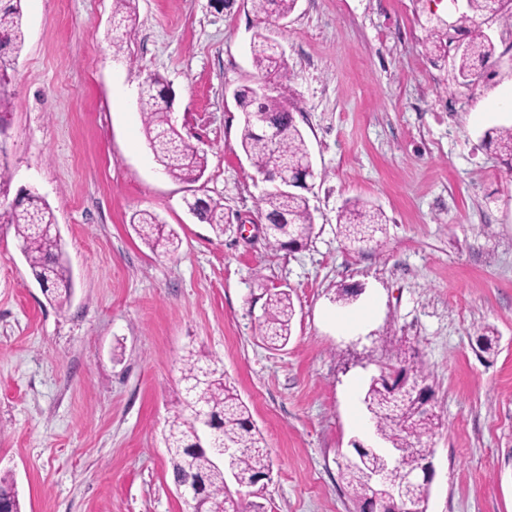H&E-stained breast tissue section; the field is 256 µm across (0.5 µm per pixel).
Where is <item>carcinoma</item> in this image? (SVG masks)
Segmentation results:
<instances>
[{
    "label": "carcinoma",
    "instance_id": "cac0c4a2",
    "mask_svg": "<svg viewBox=\"0 0 512 512\" xmlns=\"http://www.w3.org/2000/svg\"><path fill=\"white\" fill-rule=\"evenodd\" d=\"M296 0H251L256 14L265 19L273 16L286 18ZM469 13L456 19V24L428 21L426 41L434 51L446 50L452 44L449 30H458L475 17L490 15L512 26V0H467ZM25 42L22 24L21 0L0 2V87L7 83L8 69L18 59ZM250 53L257 71V80L233 92L234 100L243 114L240 146L256 172L263 176L277 167L294 168L304 162L310 152L302 132L295 124L291 105L288 66L278 61L277 44L262 32L255 34ZM495 47L480 26H475L469 40L456 48L454 67L457 77L466 84L479 81L482 69L489 66ZM140 110L144 118V132L156 160L171 177L195 183L207 167V158L187 144L172 122L170 101L165 87L156 77H148L139 91ZM255 112L266 114L269 123L278 130L272 138L253 126ZM486 143L512 161V127L492 128L485 132ZM196 209L198 219L212 226L217 235L224 234L229 218L218 201L196 197L188 203ZM258 211L270 223L267 244L274 250L298 249L307 244L314 233V219L305 196L292 190L280 193L265 190L258 199ZM0 222L13 227L20 251L33 270L37 280L44 284L47 297L63 307L72 296L71 271L64 258L60 236L45 231V226L56 223L51 207L37 194L28 193L26 199L10 204L0 211ZM139 237L155 250L169 255L178 251V234L165 229L154 213L142 210L132 217ZM387 219L384 213L363 201L347 204L337 216V234L354 250H361L385 234ZM262 338L272 349L288 344L295 306L285 289L265 291ZM394 372L401 386H389L381 379L370 382L364 403L375 418V428L390 447L399 449L398 462L388 471L393 482L401 481L409 471L418 469L428 451L424 438L438 427L437 416L428 411L425 400L412 393L426 384L423 368L402 365ZM181 400L167 425L165 440L172 449L173 474L182 481L199 475L209 477L206 503H190L192 509H207L221 504L225 512H259L260 505L248 501L243 490L252 488L270 475V460L265 441L256 429L249 408L236 389L216 369L202 363L189 351L182 357ZM200 407L217 416L222 428L210 436V447L224 444L238 449L236 458V490H231L224 478L211 474L212 454L208 450L188 452L199 436L193 408ZM362 464L347 459L342 477L360 502L361 512L369 507L367 472L383 465L384 453L379 448H358ZM0 503L9 512H21V505L13 478L0 474Z\"/></svg>",
    "mask_w": 512,
    "mask_h": 512
}]
</instances>
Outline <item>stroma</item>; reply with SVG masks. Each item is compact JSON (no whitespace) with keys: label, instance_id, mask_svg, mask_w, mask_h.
Wrapping results in <instances>:
<instances>
[{"label":"stroma","instance_id":"obj_1","mask_svg":"<svg viewBox=\"0 0 512 512\" xmlns=\"http://www.w3.org/2000/svg\"><path fill=\"white\" fill-rule=\"evenodd\" d=\"M115 6L23 0L0 109V203L29 188L50 205L73 282L58 308L0 223V471L24 512H190L164 443L189 349L263 435L271 472L251 499L264 512H359L338 464L382 446L365 389L405 363L424 367L442 422L426 440L427 512H512V171L483 141L512 125L492 97L512 88V28L482 20L494 64L465 85L423 42L429 19L456 20L466 0H297L266 23L251 0H133L118 55ZM259 30L283 50L316 173L315 233L293 252L258 232L263 184L240 148L233 92L255 79ZM153 74L207 157L197 182L166 175L148 147L138 97ZM192 195L223 204L224 236L188 212ZM354 200L390 219L362 252L336 232ZM145 209L178 233L175 255L135 233ZM342 287L355 291L344 306ZM273 288L296 310L280 350L259 328ZM487 326L498 341L484 353Z\"/></svg>","mask_w":512,"mask_h":512}]
</instances>
